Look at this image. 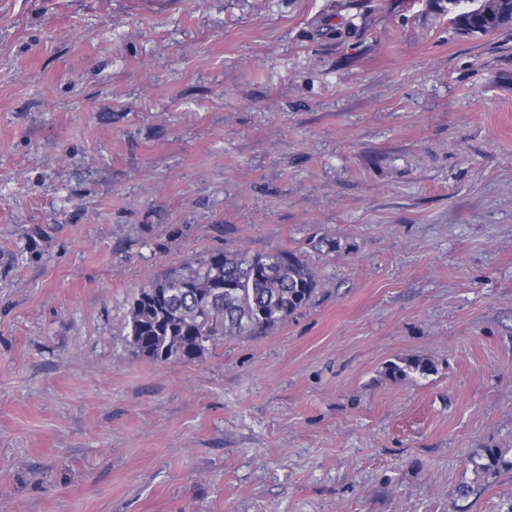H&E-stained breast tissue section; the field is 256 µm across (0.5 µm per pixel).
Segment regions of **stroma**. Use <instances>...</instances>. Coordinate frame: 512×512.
<instances>
[{
    "mask_svg": "<svg viewBox=\"0 0 512 512\" xmlns=\"http://www.w3.org/2000/svg\"><path fill=\"white\" fill-rule=\"evenodd\" d=\"M285 248L317 275L294 317L136 353L139 288ZM487 445L512 29L448 0H0V512H512L511 471L451 494ZM458 2L482 1L475 8L468 3L467 10L449 17L451 24L466 33L491 34L512 26V0H455ZM454 1V2H455ZM460 3V4H461ZM459 4V5H460ZM459 5L448 4V16Z\"/></svg>",
    "mask_w": 512,
    "mask_h": 512,
    "instance_id": "35a3bbf8",
    "label": "stroma"
}]
</instances>
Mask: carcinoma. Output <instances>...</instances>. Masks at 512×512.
I'll list each match as a JSON object with an SVG mask.
<instances>
[{
    "instance_id": "obj_1",
    "label": "carcinoma",
    "mask_w": 512,
    "mask_h": 512,
    "mask_svg": "<svg viewBox=\"0 0 512 512\" xmlns=\"http://www.w3.org/2000/svg\"><path fill=\"white\" fill-rule=\"evenodd\" d=\"M449 21L466 33L491 34L512 26V0H482L455 13ZM317 279L305 256L295 250L248 256L218 250L201 261L138 290L128 313L131 344L154 360L191 362L216 340L267 331L287 321L315 297ZM424 374L430 366L400 359L386 366L397 379L409 372ZM509 450L486 446L470 457L485 483L512 471Z\"/></svg>"
}]
</instances>
